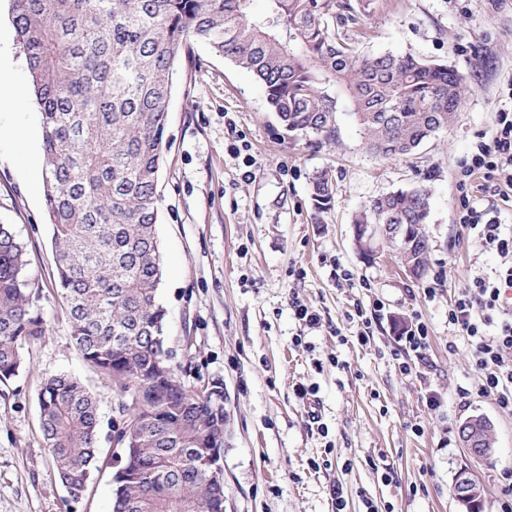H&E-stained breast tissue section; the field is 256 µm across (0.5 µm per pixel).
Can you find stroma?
I'll use <instances>...</instances> for the list:
<instances>
[{
	"instance_id": "1",
	"label": "stroma",
	"mask_w": 512,
	"mask_h": 512,
	"mask_svg": "<svg viewBox=\"0 0 512 512\" xmlns=\"http://www.w3.org/2000/svg\"><path fill=\"white\" fill-rule=\"evenodd\" d=\"M349 34L363 53H410L463 75L472 91L454 123L412 155L383 160L342 95L334 139L291 137L252 73L192 42L173 74L159 174L165 346L187 367L186 384H223L224 512H336L338 486L347 512H457L462 470L484 512H496L500 474L512 470V414L475 393L470 341L449 327L448 304L473 278L497 275L496 254L457 222L458 184L497 112L512 108V0H374ZM0 68L19 85L0 104V224L26 245L33 307L47 326L25 346L19 374L0 382V512H111L120 414L77 354L55 287L42 128L9 0H0ZM321 172L336 191L319 214L310 182ZM410 187L431 195L430 274L417 280L395 251L361 259L351 224L371 199ZM296 300L320 314L319 328L299 323ZM364 316L372 334L362 342ZM419 323L429 336L423 365L399 344ZM56 374L78 378L98 402L102 454L77 500L40 423L37 393ZM462 387L472 391L464 403ZM474 415L492 424L491 459L460 444L458 426Z\"/></svg>"
}]
</instances>
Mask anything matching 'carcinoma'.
Returning a JSON list of instances; mask_svg holds the SVG:
<instances>
[{
  "mask_svg": "<svg viewBox=\"0 0 512 512\" xmlns=\"http://www.w3.org/2000/svg\"><path fill=\"white\" fill-rule=\"evenodd\" d=\"M10 0L41 115L45 203L70 336L82 359L129 407L112 512H224V488L205 460L224 451V409L188 391L166 352L158 299L162 257L159 171L172 75L191 41L253 73L292 134L331 135L334 100L348 97L374 155L393 159L448 129L469 87L453 68L410 54L362 55L339 25L372 0ZM315 212L330 208L331 179L311 182ZM430 195L391 191L355 224L408 230L402 260L420 278ZM25 247L0 224V381L24 365L23 347L45 337L32 305ZM41 425L57 478L85 492L100 453L98 408L78 379L46 378Z\"/></svg>",
  "mask_w": 512,
  "mask_h": 512,
  "instance_id": "1",
  "label": "carcinoma"
}]
</instances>
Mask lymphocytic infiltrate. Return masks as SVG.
Segmentation results:
<instances>
[{
    "instance_id": "lymphocytic-infiltrate-1",
    "label": "lymphocytic infiltrate",
    "mask_w": 512,
    "mask_h": 512,
    "mask_svg": "<svg viewBox=\"0 0 512 512\" xmlns=\"http://www.w3.org/2000/svg\"><path fill=\"white\" fill-rule=\"evenodd\" d=\"M483 174L498 195L512 191V110L498 112L490 140L476 143L461 166L463 178ZM458 222L483 248L494 252L499 270L494 280L474 278L467 291L448 305L449 326L471 339L472 364L479 374L477 390L495 396L502 410L512 412V234L504 233L493 211L462 201ZM496 325L489 335L485 326Z\"/></svg>"
}]
</instances>
